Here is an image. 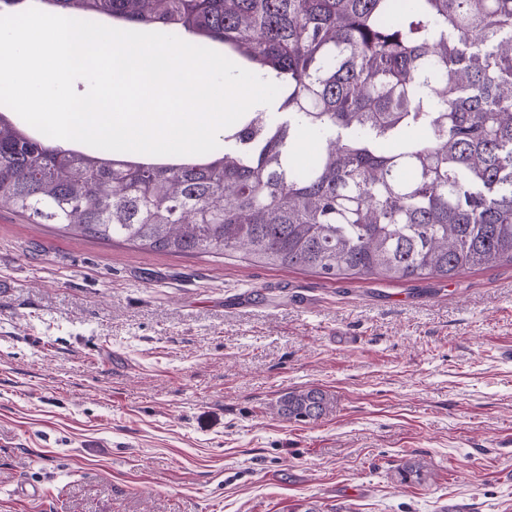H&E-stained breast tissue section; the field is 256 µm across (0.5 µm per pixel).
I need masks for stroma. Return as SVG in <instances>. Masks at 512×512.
<instances>
[{
    "label": "stroma",
    "instance_id": "obj_1",
    "mask_svg": "<svg viewBox=\"0 0 512 512\" xmlns=\"http://www.w3.org/2000/svg\"><path fill=\"white\" fill-rule=\"evenodd\" d=\"M0 512H512V264L330 280L2 210ZM329 395L319 389L299 390L281 398L278 411L288 419L316 420L329 408Z\"/></svg>",
    "mask_w": 512,
    "mask_h": 512
}]
</instances>
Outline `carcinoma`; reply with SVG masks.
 <instances>
[{
	"instance_id": "carcinoma-1",
	"label": "carcinoma",
	"mask_w": 512,
	"mask_h": 512,
	"mask_svg": "<svg viewBox=\"0 0 512 512\" xmlns=\"http://www.w3.org/2000/svg\"><path fill=\"white\" fill-rule=\"evenodd\" d=\"M224 46L280 86L204 155L62 148L0 106V209L141 250L451 279L512 264V0H45ZM317 137L311 162L295 155ZM310 388L279 412L316 420Z\"/></svg>"
}]
</instances>
